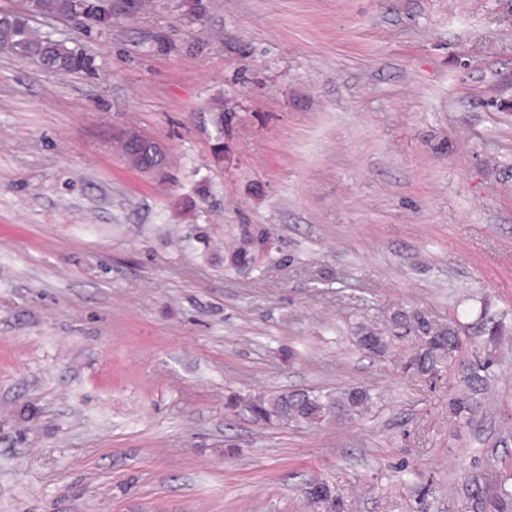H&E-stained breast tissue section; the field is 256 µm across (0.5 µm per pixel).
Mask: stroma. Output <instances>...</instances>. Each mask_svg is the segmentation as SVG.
Returning a JSON list of instances; mask_svg holds the SVG:
<instances>
[{
    "label": "stroma",
    "mask_w": 512,
    "mask_h": 512,
    "mask_svg": "<svg viewBox=\"0 0 512 512\" xmlns=\"http://www.w3.org/2000/svg\"><path fill=\"white\" fill-rule=\"evenodd\" d=\"M112 0L0 49V512H468L512 488V0ZM136 130L166 177L129 167ZM259 266L230 254L254 225ZM404 311L461 345L402 373ZM504 339L490 348L485 319ZM495 351L471 425L448 409ZM367 388L319 429L231 395ZM0 46L24 57L41 58L60 72L87 68L92 59L84 47H69L48 33H41L22 15L0 14ZM120 143L122 156L131 167L140 166L143 162H146L149 166L157 168L160 174L165 171L168 165V155L158 143L151 139L145 141L138 150L140 155H134L123 138H121ZM355 334L356 336L353 337L357 346L377 356H384L388 352L393 337H401L386 336L383 332L374 331L364 326L357 327ZM484 479L479 477L473 482V508L478 512H512V490L506 488L505 482L491 484ZM305 497L312 511L338 512L341 509L339 495L325 482L310 484Z\"/></svg>",
    "instance_id": "obj_1"
}]
</instances>
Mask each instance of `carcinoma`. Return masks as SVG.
Wrapping results in <instances>:
<instances>
[{
	"label": "carcinoma",
	"mask_w": 512,
	"mask_h": 512,
	"mask_svg": "<svg viewBox=\"0 0 512 512\" xmlns=\"http://www.w3.org/2000/svg\"><path fill=\"white\" fill-rule=\"evenodd\" d=\"M34 9L44 16H66L88 27L103 26L112 21V10L108 0H32ZM0 46H8L24 57L41 58L60 72L87 68L92 59L83 47H70L56 40L48 33H41L29 24L22 15H0ZM121 152L130 166L147 163L165 171L168 165L166 151L153 140L145 141L139 148V154L131 152L125 140H120ZM269 240L268 228L257 225L252 228L243 242L231 256L234 264H248L256 261L264 252ZM393 321L400 325L415 328L423 335V344L403 364V369L412 375L428 381L437 380L447 368V355L459 348L460 341L453 331L443 334L440 329L419 319L412 320L404 312H397ZM355 343L361 349L377 355H385L392 345L393 337L370 328L359 326L354 336ZM491 355H486L466 368L465 379L468 390L453 395L448 405L458 417L473 418L478 403L473 393L480 390L486 382L484 373L493 366ZM370 402L368 391L362 387H353L332 398L328 395L312 392H285L271 396L244 395L236 397L230 406L239 408L264 425H288L294 423L310 429L321 427L329 420L336 409L347 412H359ZM306 500L314 512H340L339 495L325 482L310 484L305 490ZM470 497L476 512H512V490L498 481L491 484L483 478L474 480Z\"/></svg>",
	"instance_id": "cac0c4a2"
}]
</instances>
